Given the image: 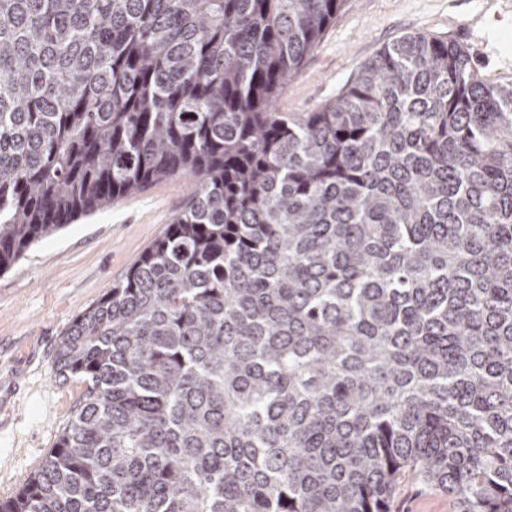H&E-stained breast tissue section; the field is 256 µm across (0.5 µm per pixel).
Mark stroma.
<instances>
[{
	"mask_svg": "<svg viewBox=\"0 0 512 512\" xmlns=\"http://www.w3.org/2000/svg\"><path fill=\"white\" fill-rule=\"evenodd\" d=\"M490 0H347L279 98L281 112H310L333 99L364 62L407 33L471 46L465 26L490 17L500 52L512 57V12L493 19ZM190 178L78 218L42 239L0 274V498L40 467L82 398L78 379L54 376L55 349L73 318L96 303L161 235L190 195ZM391 512H454L447 493L403 475Z\"/></svg>",
	"mask_w": 512,
	"mask_h": 512,
	"instance_id": "stroma-1",
	"label": "stroma"
}]
</instances>
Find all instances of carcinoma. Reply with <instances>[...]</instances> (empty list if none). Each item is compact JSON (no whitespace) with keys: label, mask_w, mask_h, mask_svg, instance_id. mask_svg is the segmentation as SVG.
<instances>
[{"label":"carcinoma","mask_w":512,"mask_h":512,"mask_svg":"<svg viewBox=\"0 0 512 512\" xmlns=\"http://www.w3.org/2000/svg\"><path fill=\"white\" fill-rule=\"evenodd\" d=\"M347 0H0V272L189 177L77 315L0 512H512V83L410 33L279 112ZM391 512H454L448 493L430 489L411 475H403L396 488Z\"/></svg>","instance_id":"carcinoma-1"}]
</instances>
